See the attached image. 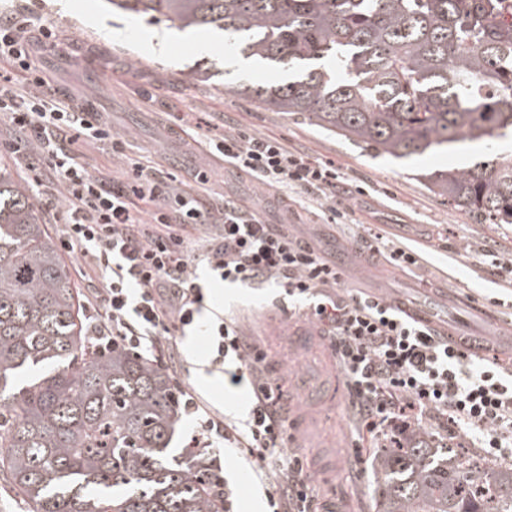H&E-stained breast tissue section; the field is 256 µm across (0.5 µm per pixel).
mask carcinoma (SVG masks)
<instances>
[{
  "label": "carcinoma",
  "instance_id": "cac0c4a2",
  "mask_svg": "<svg viewBox=\"0 0 512 512\" xmlns=\"http://www.w3.org/2000/svg\"><path fill=\"white\" fill-rule=\"evenodd\" d=\"M184 31L217 27L282 84L237 92L413 161L512 138V0H109ZM512 224V158L427 174ZM179 394L135 351L100 355L30 187L0 161V478L30 512H224L209 464L170 448ZM377 512H512V463L411 438L380 450Z\"/></svg>",
  "mask_w": 512,
  "mask_h": 512
}]
</instances>
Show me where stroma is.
I'll list each match as a JSON object with an SVG mask.
<instances>
[{
	"instance_id": "35a3bbf8",
	"label": "stroma",
	"mask_w": 512,
	"mask_h": 512,
	"mask_svg": "<svg viewBox=\"0 0 512 512\" xmlns=\"http://www.w3.org/2000/svg\"><path fill=\"white\" fill-rule=\"evenodd\" d=\"M16 16L37 17L58 32L61 49L45 65L56 73L59 94L109 113L113 131L127 138L131 154L147 157L162 174L187 181L196 169L208 168L210 203L234 195L262 210L268 223L286 224L290 234L313 239L331 257L350 249L353 238L376 234L388 246L412 247L422 255L419 266L404 271L382 262L368 269L351 258L346 289L382 288L414 310L435 302L436 320L454 333L495 335L499 322L512 321V271L504 267L512 257V224H491L450 207L426 180L434 170L471 164L478 152L401 162L326 131L305 114L279 112L239 95L234 88L240 81L278 83L286 73L243 59L217 29L178 33L162 22L112 14L103 0H0V23ZM241 130L282 137L292 151L334 162L344 180L336 191L342 222L331 223L315 195L282 202L275 189L237 176L189 143L193 136L217 140ZM202 282L209 289L202 319L216 313L236 318L247 336L265 347L285 390H292L300 372L315 382L340 378L325 341L296 351L284 337L263 329L270 309L306 321L305 308L283 292L227 287L207 276ZM177 347L168 369L171 380L191 388L209 410L245 421L253 395L225 386L223 372L210 361L207 337L190 331L178 338ZM301 411L310 425L299 450L312 470L320 469L323 454L335 461L331 482L316 483L321 499L334 495L347 502V512H375V457L353 463L355 433L346 400L331 408L305 405ZM224 471L236 490L237 512H266L270 485L245 458L227 459Z\"/></svg>"
}]
</instances>
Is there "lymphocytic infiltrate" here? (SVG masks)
<instances>
[{
	"instance_id": "1",
	"label": "lymphocytic infiltrate",
	"mask_w": 512,
	"mask_h": 512,
	"mask_svg": "<svg viewBox=\"0 0 512 512\" xmlns=\"http://www.w3.org/2000/svg\"><path fill=\"white\" fill-rule=\"evenodd\" d=\"M57 32L33 21L0 25V116L13 132L0 152L36 153L52 180L34 173L38 196L63 202L60 243L78 252L86 275L98 282L88 334L97 352L122 344L154 362L176 336L196 322L205 294L196 273L204 264L221 281L272 285L308 305L323 329L346 379L356 429L355 457L371 449L399 448L408 432L438 426L450 435H473L486 456L502 458L512 447V378L499 360L473 354L462 337L436 333L402 308L366 292L341 294L345 273L316 242L299 239L264 221L260 213L228 198L205 207L206 173L175 186L144 159L127 154L103 112L75 109L51 91L53 78L39 64L58 51ZM22 70L30 90L18 94L12 73ZM109 150L124 165L121 178L89 169L71 151L76 142ZM206 148L228 167L282 197L317 194L330 219L340 174L336 165L287 150L281 138L245 131L209 140ZM210 227L201 235V227ZM213 363L228 382L253 393L244 427L213 414L191 437L193 448L212 449L210 467L231 512L234 490L222 455L248 454L270 481V512H314L316 488L307 456L287 452L283 388L266 377L267 352L242 327L222 318L206 325Z\"/></svg>"
}]
</instances>
